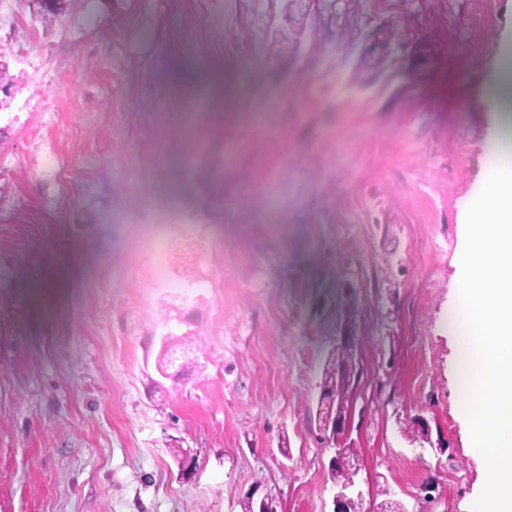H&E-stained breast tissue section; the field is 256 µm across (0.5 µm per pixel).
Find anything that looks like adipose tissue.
Instances as JSON below:
<instances>
[{"label": "adipose tissue", "instance_id": "1", "mask_svg": "<svg viewBox=\"0 0 512 512\" xmlns=\"http://www.w3.org/2000/svg\"><path fill=\"white\" fill-rule=\"evenodd\" d=\"M457 272L463 298L449 329L458 361L479 365L457 374V410L490 473L482 512H512V176L485 185Z\"/></svg>", "mask_w": 512, "mask_h": 512}]
</instances>
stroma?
<instances>
[{"instance_id": "stroma-1", "label": "stroma", "mask_w": 512, "mask_h": 512, "mask_svg": "<svg viewBox=\"0 0 512 512\" xmlns=\"http://www.w3.org/2000/svg\"><path fill=\"white\" fill-rule=\"evenodd\" d=\"M508 42L512 0H0V512H331L345 330L364 508L480 512L448 317ZM144 225L150 232L151 238L153 240L154 248V265L155 270L158 274H162L165 261H166V252L165 245L167 242V229L164 226L165 224H139ZM356 368V346L343 345L336 347V352L330 360L325 373L324 381L321 386V397L330 399V405L319 409V419L327 430L331 426L333 439L344 430L345 422L343 420L344 403L350 385L351 377ZM342 419L336 421V417ZM336 424L340 429L336 428Z\"/></svg>"}]
</instances>
